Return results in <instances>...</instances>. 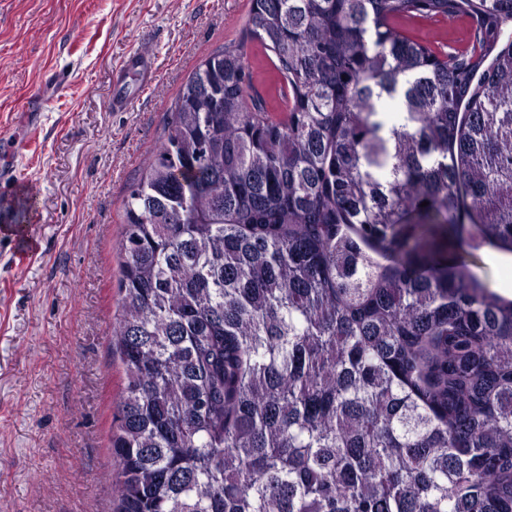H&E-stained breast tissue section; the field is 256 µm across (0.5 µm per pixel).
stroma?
Masks as SVG:
<instances>
[{
	"instance_id": "1",
	"label": "stroma",
	"mask_w": 512,
	"mask_h": 512,
	"mask_svg": "<svg viewBox=\"0 0 512 512\" xmlns=\"http://www.w3.org/2000/svg\"><path fill=\"white\" fill-rule=\"evenodd\" d=\"M252 0H0V147L22 139L17 182L30 197L22 252L0 221V512H110L111 451L125 386L111 345L118 314L123 201L156 154L173 104L210 54L241 46L246 99L284 109L271 52L247 34ZM403 33L442 53L470 42L463 19H412ZM157 79L132 104L108 106L116 68L138 50ZM67 78L43 89L45 72ZM472 273L499 295L512 255L473 250Z\"/></svg>"
}]
</instances>
